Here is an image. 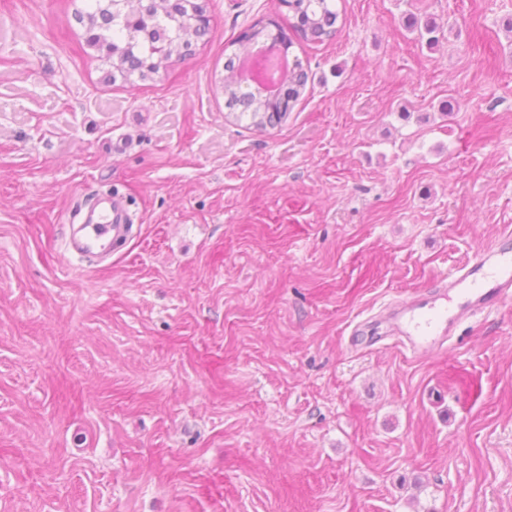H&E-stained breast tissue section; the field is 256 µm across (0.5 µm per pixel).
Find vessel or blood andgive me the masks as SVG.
I'll use <instances>...</instances> for the list:
<instances>
[{"label":"vessel or blood","mask_w":512,"mask_h":512,"mask_svg":"<svg viewBox=\"0 0 512 512\" xmlns=\"http://www.w3.org/2000/svg\"><path fill=\"white\" fill-rule=\"evenodd\" d=\"M70 247L96 260L111 258L131 236L133 224L119 195L98 194L71 214ZM512 301V241L502 240L460 267L431 293L397 304L385 333L412 353L439 354L460 323Z\"/></svg>","instance_id":"vessel-or-blood-1"}]
</instances>
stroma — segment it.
<instances>
[{
	"instance_id": "obj_1",
	"label": "stroma",
	"mask_w": 512,
	"mask_h": 512,
	"mask_svg": "<svg viewBox=\"0 0 512 512\" xmlns=\"http://www.w3.org/2000/svg\"><path fill=\"white\" fill-rule=\"evenodd\" d=\"M206 4L111 81L82 0H0V512H512V303L433 358L351 343L512 233V0H335L264 131L224 48L288 10ZM107 188L137 233L90 265ZM274 26L275 34L268 28ZM278 42L283 47L284 57L288 61V79L277 88L273 94H258L251 91H243L239 70L247 57L248 46L260 39ZM237 42L243 47L241 55L233 54L224 63V99L225 106L230 110L241 108L240 116H246L250 120V127L264 131L267 127L281 125L288 118L294 104L299 100L307 83V73L303 70L302 64L295 59L291 64L288 58V50L292 47L293 41L274 22H265L259 19L251 24L242 33ZM243 42H250L248 44ZM133 221L117 194H98L84 210L70 215V247L80 255L107 260L132 235Z\"/></svg>"
}]
</instances>
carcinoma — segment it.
<instances>
[{
    "mask_svg": "<svg viewBox=\"0 0 512 512\" xmlns=\"http://www.w3.org/2000/svg\"><path fill=\"white\" fill-rule=\"evenodd\" d=\"M288 6L296 22L292 28L306 43H322L337 34L338 14L333 0H280ZM83 24L88 46L105 53L112 75L128 81L153 78L190 51L193 40L201 37L208 20L198 0H88L85 10L76 13ZM274 22L261 19L251 24L238 38L243 53L224 63V99L230 110L241 109L240 116L250 126L264 131L282 124L299 100L307 83V73L299 60L288 65V79L273 94L243 90L239 70L247 57L248 44L273 40L289 50L293 41L281 27L271 33Z\"/></svg>",
    "mask_w": 512,
    "mask_h": 512,
    "instance_id": "cac0c4a2",
    "label": "carcinoma"
}]
</instances>
